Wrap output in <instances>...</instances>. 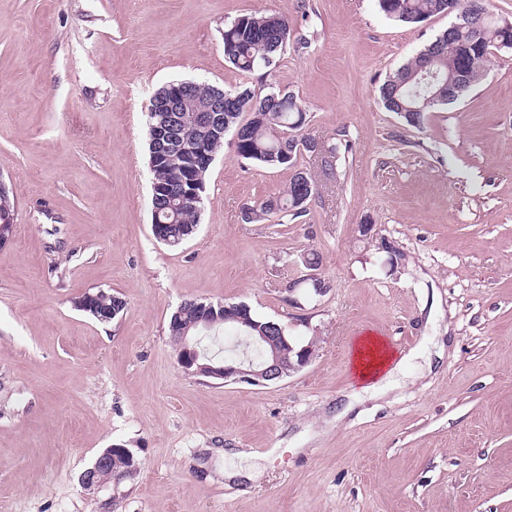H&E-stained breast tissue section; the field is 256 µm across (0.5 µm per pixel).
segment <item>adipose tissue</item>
I'll return each mask as SVG.
<instances>
[{
  "mask_svg": "<svg viewBox=\"0 0 512 512\" xmlns=\"http://www.w3.org/2000/svg\"><path fill=\"white\" fill-rule=\"evenodd\" d=\"M418 355V350L413 349L406 356L395 357L385 351L384 343L378 337L363 336L355 346L353 369L363 390L383 394L393 385L395 376L408 360Z\"/></svg>",
  "mask_w": 512,
  "mask_h": 512,
  "instance_id": "1",
  "label": "adipose tissue"
}]
</instances>
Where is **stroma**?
I'll return each mask as SVG.
<instances>
[{
	"label": "stroma",
	"mask_w": 512,
	"mask_h": 512,
	"mask_svg": "<svg viewBox=\"0 0 512 512\" xmlns=\"http://www.w3.org/2000/svg\"><path fill=\"white\" fill-rule=\"evenodd\" d=\"M255 12L291 38L242 73L224 28ZM451 21L377 0H0V512H512V50L422 126L380 99ZM177 80L297 96L320 147L298 158L306 212L247 222L292 172L228 142L195 233L155 238L146 113ZM99 290L126 302L112 322L75 305ZM192 299L247 304L310 362L265 385L185 371L168 325ZM368 332L443 344V366L411 361L336 420ZM115 445L136 475L85 490Z\"/></svg>",
	"instance_id": "35a3bbf8"
}]
</instances>
